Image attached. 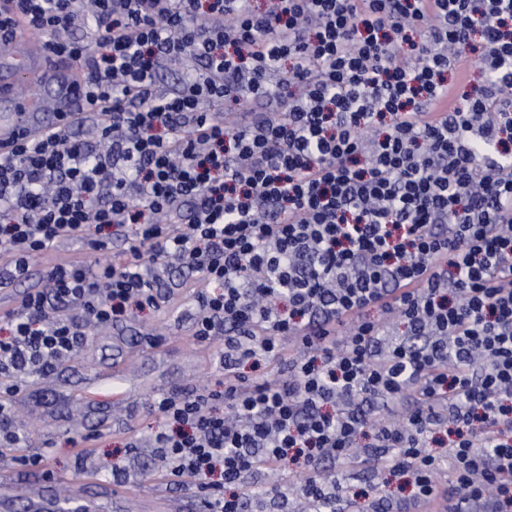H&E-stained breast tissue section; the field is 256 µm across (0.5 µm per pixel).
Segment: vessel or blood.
Masks as SVG:
<instances>
[{"instance_id":"obj_1","label":"vessel or blood","mask_w":512,"mask_h":512,"mask_svg":"<svg viewBox=\"0 0 512 512\" xmlns=\"http://www.w3.org/2000/svg\"><path fill=\"white\" fill-rule=\"evenodd\" d=\"M20 43L29 47L22 59L16 55ZM82 83L77 64L49 54L40 35L24 22L13 25L10 36L0 39V146L12 147L20 138L38 135L84 111ZM22 84L50 93L52 119H44L36 101L18 97L16 89ZM27 512H92V507L83 500L62 505L46 486L29 499Z\"/></svg>"}]
</instances>
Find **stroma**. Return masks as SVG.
<instances>
[{"label": "stroma", "mask_w": 512, "mask_h": 512, "mask_svg": "<svg viewBox=\"0 0 512 512\" xmlns=\"http://www.w3.org/2000/svg\"><path fill=\"white\" fill-rule=\"evenodd\" d=\"M188 301L157 313L136 312L112 324L90 330L78 355L47 371H33L23 378V390L13 402L14 429L22 441L19 447H1L0 456L34 454L52 450L50 481L60 500L75 501L109 495L113 463L124 461L128 473L127 512H150V503L163 500L165 512H193L187 492L170 485L157 473L149 451L128 460L129 437L148 441L155 421L145 413L158 394L179 388L215 385L224 377L216 346L201 347L191 338ZM125 376L124 401L103 403L88 393L96 377L112 371ZM77 435L94 436L93 455L77 464L70 444ZM325 474L335 484L337 497L366 494L369 500L407 498L403 477L368 466L346 469L329 464ZM301 470L279 475L248 478L239 487L248 512H262L265 485H276L287 504L296 501L295 486ZM42 486L33 467L0 465V498L14 501L23 512L29 497Z\"/></svg>", "instance_id": "1"}]
</instances>
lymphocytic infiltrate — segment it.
<instances>
[{"label": "lymphocytic infiltrate", "instance_id": "lymphocytic-infiltrate-1", "mask_svg": "<svg viewBox=\"0 0 512 512\" xmlns=\"http://www.w3.org/2000/svg\"><path fill=\"white\" fill-rule=\"evenodd\" d=\"M18 19L82 66L100 144L68 123L0 150V282L63 240L105 252L94 228L127 247L50 263L0 314V441L15 378L161 310L177 260L224 380L153 399L149 446L204 512L295 465L327 512L320 466L354 458L423 510L512 512V0H5L0 34Z\"/></svg>", "mask_w": 512, "mask_h": 512}]
</instances>
